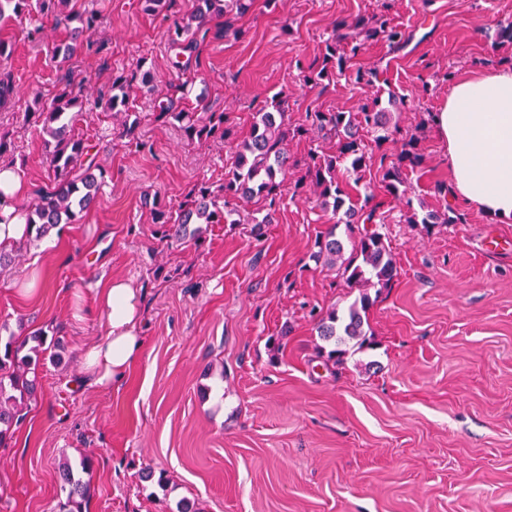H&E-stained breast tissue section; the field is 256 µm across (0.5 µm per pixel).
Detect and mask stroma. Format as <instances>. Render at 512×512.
I'll list each match as a JSON object with an SVG mask.
<instances>
[{
    "instance_id": "obj_1",
    "label": "stroma",
    "mask_w": 512,
    "mask_h": 512,
    "mask_svg": "<svg viewBox=\"0 0 512 512\" xmlns=\"http://www.w3.org/2000/svg\"><path fill=\"white\" fill-rule=\"evenodd\" d=\"M85 7L102 19L92 51L74 61L76 80L105 87L146 61L156 81L134 88L131 115L183 84L182 109L205 99L228 113L240 140L280 91L293 124L317 110L353 111L372 86L342 78L312 89L298 65L323 52L336 20L388 11L405 47L368 42L353 65L374 69L373 86L406 104L380 148L385 163H372L350 195L380 202L398 275L367 289L370 348L327 362L310 311L359 295L311 258L332 213L289 191L262 238L247 224H192L182 244L165 246L154 201L175 207L196 183H222L229 145L191 143L155 122L140 124L139 142L104 139L111 113L90 112L77 130L104 170L94 207L0 268V325L63 345L0 448V512H57L59 468L84 457L82 512H177L184 502L195 512H512V220L463 205L465 223L408 224L383 183L384 164L417 136L424 162L408 175L412 202L447 207L437 187L448 161L432 122L451 88L442 75L512 59V42L495 40L512 0H254L242 36L208 34L183 73L170 66L167 29L192 0L160 14L142 12L140 0ZM30 28L16 20L0 33L13 44L0 77L15 85L0 133L16 145L5 162L36 192L50 184L44 136L22 118L50 101L60 76L53 49L69 31L49 25L35 42ZM31 275L35 291L17 293ZM114 277L140 288L146 336L116 389L82 381L85 346L107 332L97 294Z\"/></svg>"
}]
</instances>
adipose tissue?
<instances>
[{"label":"adipose tissue","instance_id":"adipose-tissue-1","mask_svg":"<svg viewBox=\"0 0 512 512\" xmlns=\"http://www.w3.org/2000/svg\"><path fill=\"white\" fill-rule=\"evenodd\" d=\"M434 130L448 154L453 199L502 220L512 219V66L457 80L438 112ZM28 191L14 167H0V243L23 240L25 221L17 214ZM105 311V339L85 351L88 383L115 387L142 355V299L131 280L112 279L98 294Z\"/></svg>","mask_w":512,"mask_h":512}]
</instances>
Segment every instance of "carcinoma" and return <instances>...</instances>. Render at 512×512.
I'll return each instance as SVG.
<instances>
[{
    "instance_id": "cac0c4a2",
    "label": "carcinoma",
    "mask_w": 512,
    "mask_h": 512,
    "mask_svg": "<svg viewBox=\"0 0 512 512\" xmlns=\"http://www.w3.org/2000/svg\"><path fill=\"white\" fill-rule=\"evenodd\" d=\"M195 2L193 10L174 19L169 28L171 64L182 72L189 69L192 62L185 53L192 49L199 34L211 30L214 18H224V27L220 29L224 35L240 34L236 21L248 12L252 0ZM34 3L38 4L41 17L64 23L70 31V40L55 51L59 67L64 70L60 79L62 87L41 110L24 113L25 124L41 126L48 136L45 149L53 187L41 193L36 204L22 208L26 224L34 226V234L14 245L9 252L0 247V267L9 259V253H21L58 225L80 222L104 182V171L90 157L91 146L72 129L74 121L84 115L87 103L85 89L74 86L72 59L82 49L92 47L97 17L89 10L77 9L74 0H0V27L30 14ZM372 40L395 48L405 41V34L383 11L367 18L336 21L334 34L324 51L306 67L305 85L319 87L346 75L352 60ZM143 65L141 61L135 72L113 78L109 88L95 90L96 104L114 117H123L120 136L131 140L138 139L139 126L137 120L128 121L131 87L138 77L143 82L153 79L152 71L143 69ZM403 104L405 98L390 90L385 94L378 92L361 99L354 112H308L305 123L291 127L288 125V96L276 93L253 113L250 134L236 143L234 160L224 171V182L195 185L176 210L160 200L155 201L152 223L160 225L161 239L170 242L181 240L189 224H251L252 233L259 238L264 225L275 222V207L287 189L288 172L299 167L301 175L294 181L295 190L313 193L319 206L324 210L332 209L336 217L335 224L316 235L314 260L336 269L337 276L349 288H364L374 281L386 287L397 275V266L385 236L375 227L377 206L370 204L373 196H366L362 205L352 202L338 180L337 171L347 163L355 182L363 180L367 167L372 164L366 138H372L378 147L391 140L399 130L398 124L393 122V111ZM152 117L156 122L178 126L192 143L224 142L231 136L227 113L216 112L207 105L198 112H183L170 97L155 106ZM308 135L315 142L308 161L302 165L290 161L288 140ZM422 162L418 139L413 138L401 151L398 163L383 175L385 192L411 206L406 170H413ZM233 200L243 201L252 209L242 216L238 209L230 207ZM418 222L463 224L465 217L432 211L419 220L414 211H408L406 223ZM340 224L345 225L352 246L347 259L344 258L345 244L336 235V226ZM360 224L363 228L355 230ZM368 306V296L362 294L345 312L332 310L318 316L319 336L337 345L329 352L328 359L346 354L352 342L359 349L366 345L364 324ZM1 340L4 346L0 347V447L11 438L22 410L36 396L38 369L48 361H58L60 348L57 340L47 343L41 331L21 341L12 334L6 339L0 335ZM61 490L66 495V502L61 504L62 512H82L81 502L87 485L68 463L62 469Z\"/></svg>"
}]
</instances>
